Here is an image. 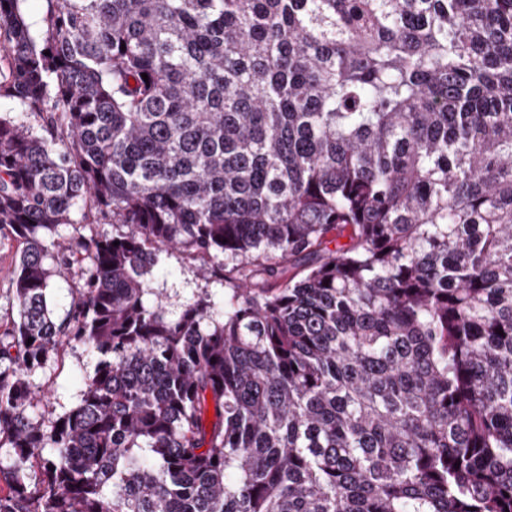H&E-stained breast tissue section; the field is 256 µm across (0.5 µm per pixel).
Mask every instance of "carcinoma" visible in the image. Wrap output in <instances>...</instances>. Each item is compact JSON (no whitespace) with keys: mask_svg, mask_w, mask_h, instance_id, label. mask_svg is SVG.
Returning a JSON list of instances; mask_svg holds the SVG:
<instances>
[{"mask_svg":"<svg viewBox=\"0 0 512 512\" xmlns=\"http://www.w3.org/2000/svg\"><path fill=\"white\" fill-rule=\"evenodd\" d=\"M25 2L0 512H512V0H47L38 28ZM167 247L222 314L166 310ZM62 341L97 362L47 426ZM112 224L108 222L95 224H61L53 235L55 241L72 243L80 238L89 239L91 236L112 235ZM151 279L153 288L161 294L169 312L178 311L185 301L204 290L211 294L222 312L224 283L210 277L200 270L198 264L185 260L176 251L160 255ZM80 282V269L72 266L65 276L54 277L51 293V306L57 319L65 318L70 310L72 293L78 288Z\"/></svg>","mask_w":512,"mask_h":512,"instance_id":"cac0c4a2","label":"carcinoma"}]
</instances>
